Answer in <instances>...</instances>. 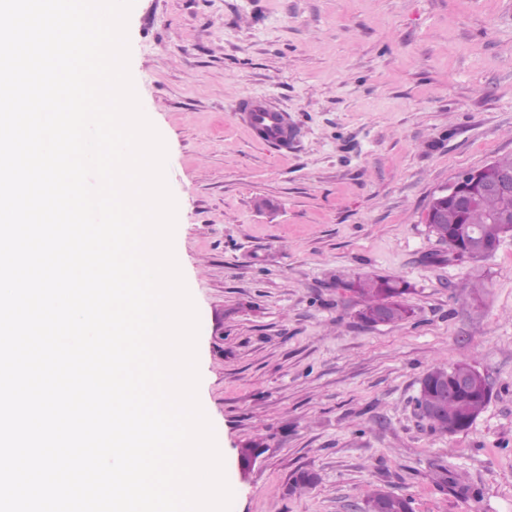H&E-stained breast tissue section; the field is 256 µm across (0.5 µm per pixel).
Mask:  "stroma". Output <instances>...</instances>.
<instances>
[{"label": "stroma", "mask_w": 512, "mask_h": 512, "mask_svg": "<svg viewBox=\"0 0 512 512\" xmlns=\"http://www.w3.org/2000/svg\"><path fill=\"white\" fill-rule=\"evenodd\" d=\"M127 31L231 512H359L378 490L512 512V236L460 262L424 222L438 189L512 155V0H135ZM246 99L287 114L288 149L242 124ZM364 274L407 282L410 318L362 324L343 284ZM460 361L491 397L443 435L420 381ZM301 470L317 484L293 489Z\"/></svg>", "instance_id": "obj_1"}]
</instances>
